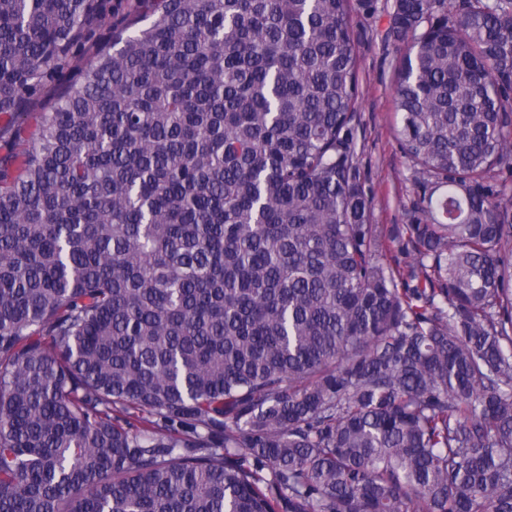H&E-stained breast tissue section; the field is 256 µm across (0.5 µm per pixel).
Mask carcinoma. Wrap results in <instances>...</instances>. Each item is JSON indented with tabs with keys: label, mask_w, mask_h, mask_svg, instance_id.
<instances>
[{
	"label": "carcinoma",
	"mask_w": 512,
	"mask_h": 512,
	"mask_svg": "<svg viewBox=\"0 0 512 512\" xmlns=\"http://www.w3.org/2000/svg\"><path fill=\"white\" fill-rule=\"evenodd\" d=\"M373 4L141 0L67 76L106 0H0V512H512V0H396L388 232ZM374 5L372 13H359L354 24L353 45L360 61L356 149L361 183L371 200V223L389 231L394 224H410L423 190L394 131L395 71L403 54L388 34L395 0H374Z\"/></svg>",
	"instance_id": "1"
}]
</instances>
